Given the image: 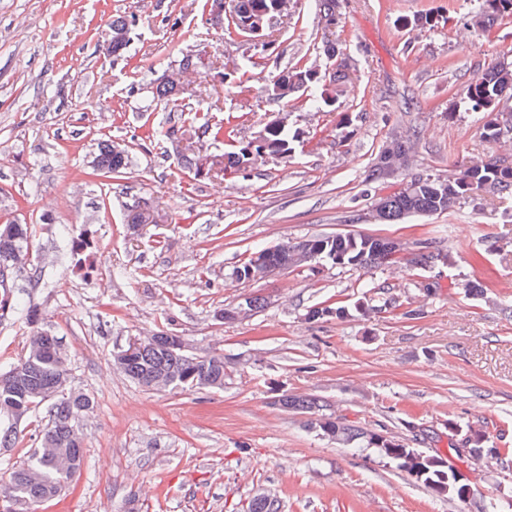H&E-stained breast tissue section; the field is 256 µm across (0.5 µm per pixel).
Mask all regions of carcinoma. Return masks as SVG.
<instances>
[{
  "label": "carcinoma",
  "mask_w": 512,
  "mask_h": 512,
  "mask_svg": "<svg viewBox=\"0 0 512 512\" xmlns=\"http://www.w3.org/2000/svg\"><path fill=\"white\" fill-rule=\"evenodd\" d=\"M339 0H317L321 17L328 24H336V8ZM265 4V0H231V10L224 13V0H205L209 15L218 24L227 23L235 29L250 21ZM512 18V0H479L477 8L464 22L468 31L479 35L488 34L497 22ZM440 15L427 11L399 19L402 28L433 29ZM134 16L115 14L103 37L102 46L107 54L119 56L129 47ZM200 55L184 53L170 62L167 75L147 87L159 100H174L179 95L182 75L198 71ZM318 65H300L282 70L275 81L288 85V91L266 95V100L286 104L295 90L308 84H320L319 99L330 105L337 101L349 82L347 67L340 64L317 78ZM464 97L471 109L482 114L483 137L492 142L504 136L512 139V62L499 61L474 75L464 88ZM191 135L200 147L183 156L181 166L197 175L213 170L225 175L232 174L246 163H254L263 154L291 155L294 137L284 122L272 115L259 131L261 140H252L236 151L223 154H207L201 144L216 142L224 136V122H214L206 113H195L190 124ZM412 140L399 136L392 138L381 150L390 166L400 170L408 166ZM129 167L125 148L112 140L99 143L94 158V168L103 176L120 174ZM476 191L512 194V162L495 155L484 158L445 175L419 174L413 176L393 191L376 195L373 211L380 224H396L413 215L433 216L455 210ZM32 229L27 224H0V317L17 309L12 298L9 281L14 271L30 262ZM304 245L315 254V261L324 259L344 268L378 269L387 267L395 260L387 249L385 239L364 233H344L331 236H311L295 243L286 241L262 250L268 255L269 266L282 271L291 267L287 251L295 245ZM95 243L88 231L72 240L71 250L76 266L86 272L94 270ZM401 251L410 255L408 262L415 267L432 263L437 256L415 244L409 250L401 244ZM31 333L26 341L25 353L8 371L0 374V418L10 425L0 431V446L9 447L16 434V426L35 407L51 403V418L39 433V446L23 464L12 468L8 480L0 490V512H38V508L66 489L84 462V441L75 426V420L92 407L90 397L67 386L65 357L59 339L39 328L42 320L40 308L34 304L24 309ZM336 316L343 319L347 311L343 307L314 306L306 313L309 321H319ZM116 367L128 378L149 390L169 389H222L224 388V355L214 353H185L164 341L153 343L138 339L115 354ZM282 401L288 409L314 417L310 424L321 433L336 441L351 444L362 443L378 449L379 453L393 460L414 482L428 490L433 487L414 477L412 448L405 440L367 432L358 425L333 414L326 413V405L316 397L284 395Z\"/></svg>",
  "instance_id": "1"
}]
</instances>
